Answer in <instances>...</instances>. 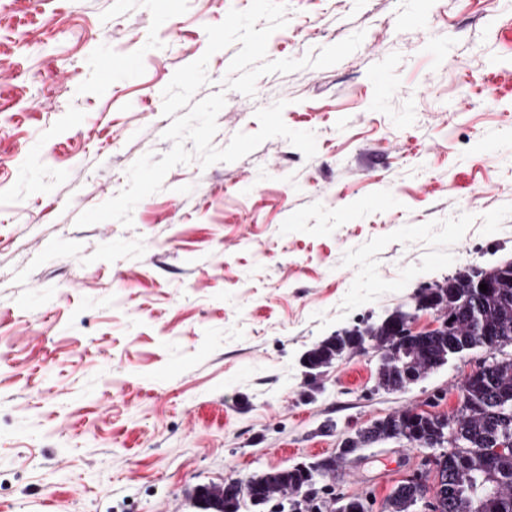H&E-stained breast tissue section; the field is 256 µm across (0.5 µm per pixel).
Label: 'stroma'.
I'll return each instance as SVG.
<instances>
[{"label":"stroma","instance_id":"obj_1","mask_svg":"<svg viewBox=\"0 0 512 512\" xmlns=\"http://www.w3.org/2000/svg\"><path fill=\"white\" fill-rule=\"evenodd\" d=\"M250 0H0V512H196L199 484L322 460L406 408L452 415L482 352L401 391L374 346L319 370L305 352L410 307L465 267L512 261V0H288L271 60L326 68L224 93L213 139L257 110L316 137L173 167L132 226L78 216L168 152L162 92ZM136 67L104 73L103 59ZM429 452L391 439L317 482L371 512Z\"/></svg>","mask_w":512,"mask_h":512}]
</instances>
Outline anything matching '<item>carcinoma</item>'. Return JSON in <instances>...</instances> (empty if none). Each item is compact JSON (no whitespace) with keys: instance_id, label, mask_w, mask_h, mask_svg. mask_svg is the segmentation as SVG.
Wrapping results in <instances>:
<instances>
[{"instance_id":"carcinoma-1","label":"carcinoma","mask_w":512,"mask_h":512,"mask_svg":"<svg viewBox=\"0 0 512 512\" xmlns=\"http://www.w3.org/2000/svg\"><path fill=\"white\" fill-rule=\"evenodd\" d=\"M485 276L489 282L486 292L475 285V279ZM416 302L445 311L448 324L423 336H407L409 350L416 358L415 369L425 374L446 363L454 355L470 351L490 342L500 347L512 345V262L490 269L470 268L421 289ZM402 308L392 311L382 321L364 328L354 327L336 332L315 344L305 353L309 369L317 370L348 352L358 349L357 337L369 334L379 349L387 348L398 339L404 326ZM403 383L399 372L379 369V386L397 390ZM468 405L455 414L456 425L468 447L453 452L452 460L428 462L434 472L433 495L428 502L429 512H459L458 501L466 493L471 478L492 472L497 478L496 491L486 512H512V453L491 454L498 446L512 448V358L504 359L480 385L464 387ZM414 409H406L375 421L357 430L348 439V449L330 458L325 468L336 471L352 451L385 439L400 437L397 422L412 418ZM253 489L268 502L275 496L288 497L291 512H304L297 491L300 475L293 469H270L245 481H224L219 498L224 500L223 512H240L241 485ZM416 504L409 481L398 484L387 497V512H413Z\"/></svg>"}]
</instances>
